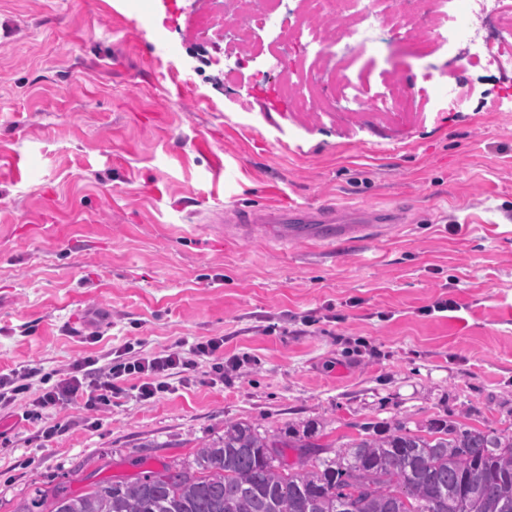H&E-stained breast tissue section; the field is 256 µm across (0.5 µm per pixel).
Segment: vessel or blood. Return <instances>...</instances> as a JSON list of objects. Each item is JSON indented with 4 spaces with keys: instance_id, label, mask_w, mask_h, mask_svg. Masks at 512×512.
I'll return each mask as SVG.
<instances>
[{
    "instance_id": "obj_1",
    "label": "vessel or blood",
    "mask_w": 512,
    "mask_h": 512,
    "mask_svg": "<svg viewBox=\"0 0 512 512\" xmlns=\"http://www.w3.org/2000/svg\"><path fill=\"white\" fill-rule=\"evenodd\" d=\"M392 219V212L383 211L378 213L376 223L363 224L330 205L310 210L291 204H265L214 211L206 221L223 225L225 236L234 239L260 238L281 248L303 242L332 250L347 241L380 240Z\"/></svg>"
}]
</instances>
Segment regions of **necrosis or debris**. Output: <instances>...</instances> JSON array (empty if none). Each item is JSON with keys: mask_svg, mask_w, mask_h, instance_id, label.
<instances>
[{"mask_svg": "<svg viewBox=\"0 0 512 512\" xmlns=\"http://www.w3.org/2000/svg\"><path fill=\"white\" fill-rule=\"evenodd\" d=\"M190 26L202 38L233 31L224 45L225 58H247L274 67L281 48L302 47L295 72H283L278 93L296 112H332L337 100L372 102L385 111L406 106L413 97L430 99L433 80L412 89L385 72V94L370 100L367 63L380 31L405 36L406 52L419 59L439 54L448 42L460 43L465 66L476 71L512 70V0H294L292 11L282 0H198ZM492 26L494 36L483 33ZM273 29L272 42L258 39Z\"/></svg>", "mask_w": 512, "mask_h": 512, "instance_id": "necrosis-or-debris-1", "label": "necrosis or debris"}]
</instances>
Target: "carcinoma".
Listing matches in <instances>:
<instances>
[{
  "mask_svg": "<svg viewBox=\"0 0 512 512\" xmlns=\"http://www.w3.org/2000/svg\"><path fill=\"white\" fill-rule=\"evenodd\" d=\"M314 447L308 435L282 440L229 421L195 470L166 466L82 495L38 490L17 512H512V434L398 426L309 469L284 462V449Z\"/></svg>",
  "mask_w": 512,
  "mask_h": 512,
  "instance_id": "cac0c4a2",
  "label": "carcinoma"
}]
</instances>
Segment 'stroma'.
<instances>
[{"label":"stroma","instance_id":"stroma-1","mask_svg":"<svg viewBox=\"0 0 512 512\" xmlns=\"http://www.w3.org/2000/svg\"><path fill=\"white\" fill-rule=\"evenodd\" d=\"M191 2L0 0V373L38 376L0 410V512L192 465L228 421L313 430L319 452H286L308 466L370 426L512 433V108L487 109L505 75L397 60L386 31L377 69L450 75L467 105L293 112L279 70L225 83L175 13ZM273 199L411 223L320 251L203 221ZM211 336L240 361L223 381L202 360L148 401L132 377L109 409L34 412L76 360Z\"/></svg>","mask_w":512,"mask_h":512}]
</instances>
